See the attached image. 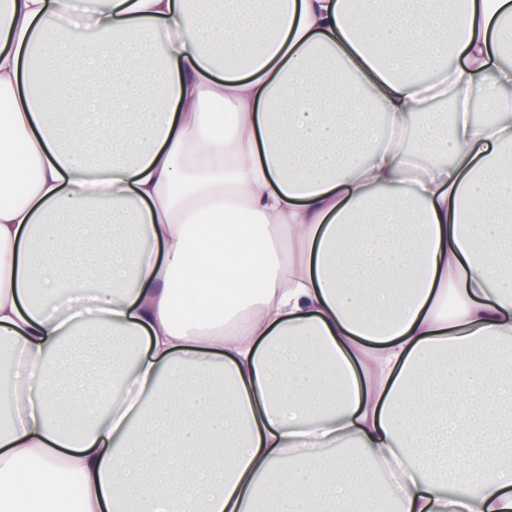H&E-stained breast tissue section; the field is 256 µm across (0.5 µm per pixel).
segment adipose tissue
<instances>
[{
  "label": "adipose tissue",
  "mask_w": 512,
  "mask_h": 512,
  "mask_svg": "<svg viewBox=\"0 0 512 512\" xmlns=\"http://www.w3.org/2000/svg\"><path fill=\"white\" fill-rule=\"evenodd\" d=\"M189 3L0 0V512H512V0Z\"/></svg>",
  "instance_id": "ef3b65f1"
}]
</instances>
